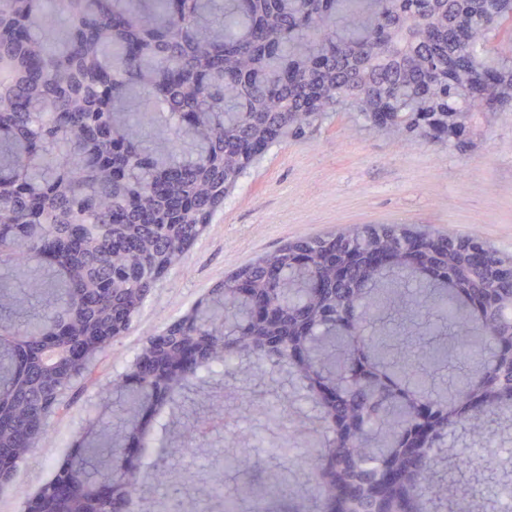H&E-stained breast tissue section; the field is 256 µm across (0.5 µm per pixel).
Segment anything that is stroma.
<instances>
[{"label":"stroma","mask_w":512,"mask_h":512,"mask_svg":"<svg viewBox=\"0 0 512 512\" xmlns=\"http://www.w3.org/2000/svg\"><path fill=\"white\" fill-rule=\"evenodd\" d=\"M460 153L416 135L401 141L356 124L342 112L298 141L272 148L224 202V209L172 268L131 331L92 364L76 403L60 409L50 432L31 448L0 512H25L72 448L87 407L135 355L145 336L206 298L226 273L300 237L350 224H416L453 238L477 232L512 254V111L496 112ZM277 374L241 376L191 394L194 410L214 399L235 415L194 448L170 433L168 463L177 472L208 475L227 435L260 426L259 406L286 391Z\"/></svg>","instance_id":"obj_1"}]
</instances>
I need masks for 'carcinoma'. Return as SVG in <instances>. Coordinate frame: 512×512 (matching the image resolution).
Instances as JSON below:
<instances>
[{
    "label": "carcinoma",
    "mask_w": 512,
    "mask_h": 512,
    "mask_svg": "<svg viewBox=\"0 0 512 512\" xmlns=\"http://www.w3.org/2000/svg\"><path fill=\"white\" fill-rule=\"evenodd\" d=\"M465 121L512 108V0H0V491L93 361L126 335L245 177L344 109L394 135L426 99ZM512 267L479 235L353 224L266 252L145 338L74 436L33 512H128L165 407L196 386L282 372L259 413L288 426L224 440L265 472L264 512H473L462 482L503 466L512 422ZM151 399L147 419L144 400ZM308 404L319 428L296 436ZM228 420L182 423L188 444ZM470 438L440 475L456 430ZM141 461L114 478L112 452ZM308 471L288 492L286 474ZM203 500L240 512L220 480Z\"/></svg>",
    "instance_id": "cac0c4a2"
}]
</instances>
